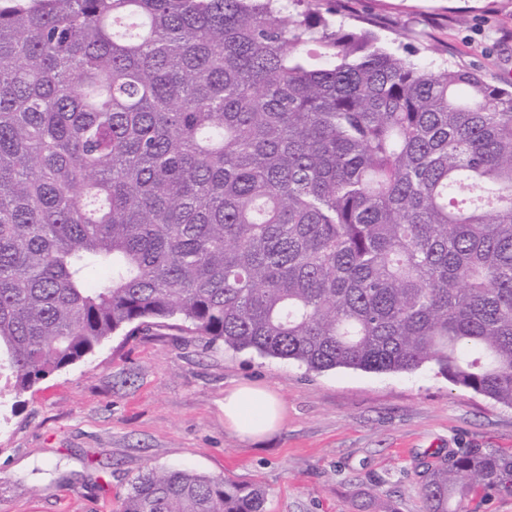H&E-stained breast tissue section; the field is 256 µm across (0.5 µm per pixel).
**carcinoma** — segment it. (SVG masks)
<instances>
[{"label":"carcinoma","instance_id":"obj_1","mask_svg":"<svg viewBox=\"0 0 512 512\" xmlns=\"http://www.w3.org/2000/svg\"><path fill=\"white\" fill-rule=\"evenodd\" d=\"M320 2L0 0L8 390L175 321L312 372L432 364L512 407V90ZM421 466L424 512L512 496V454ZM265 499L148 466L120 512Z\"/></svg>","mask_w":512,"mask_h":512}]
</instances>
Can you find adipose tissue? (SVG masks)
Returning a JSON list of instances; mask_svg holds the SVG:
<instances>
[{
  "instance_id": "adipose-tissue-1",
  "label": "adipose tissue",
  "mask_w": 512,
  "mask_h": 512,
  "mask_svg": "<svg viewBox=\"0 0 512 512\" xmlns=\"http://www.w3.org/2000/svg\"><path fill=\"white\" fill-rule=\"evenodd\" d=\"M284 412L266 388L239 384L224 394V423L241 438L257 441L277 431Z\"/></svg>"
}]
</instances>
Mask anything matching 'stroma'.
<instances>
[{
	"mask_svg": "<svg viewBox=\"0 0 512 512\" xmlns=\"http://www.w3.org/2000/svg\"><path fill=\"white\" fill-rule=\"evenodd\" d=\"M389 49L512 83V0H349ZM283 403V427L241 439L224 392ZM0 425V512H118L146 465L261 485L265 512H423L416 472L448 451H512V408L413 373L308 372L176 329L117 334L21 396Z\"/></svg>",
	"mask_w": 512,
	"mask_h": 512,
	"instance_id": "1",
	"label": "stroma"
}]
</instances>
